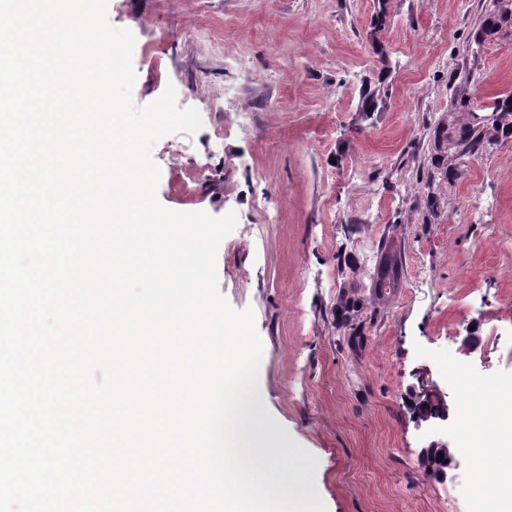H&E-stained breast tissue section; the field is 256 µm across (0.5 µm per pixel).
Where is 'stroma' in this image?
I'll list each match as a JSON object with an SVG mask.
<instances>
[{"label": "stroma", "instance_id": "stroma-1", "mask_svg": "<svg viewBox=\"0 0 512 512\" xmlns=\"http://www.w3.org/2000/svg\"><path fill=\"white\" fill-rule=\"evenodd\" d=\"M491 5L390 0L374 38L375 0H109L110 23L136 39L134 102L171 85L202 117L154 146L159 202L238 214L217 271L264 347L253 451L262 465L314 454L327 512H467L454 485L498 463L464 427L447 440L458 468L425 475L431 439L409 399L432 359L464 360L478 396L512 391L495 381L512 370V138L452 180L438 148L512 92V24L473 42ZM458 66L475 75V111L451 106ZM367 84L389 91L368 115ZM347 293L360 340L336 313Z\"/></svg>", "mask_w": 512, "mask_h": 512}]
</instances>
